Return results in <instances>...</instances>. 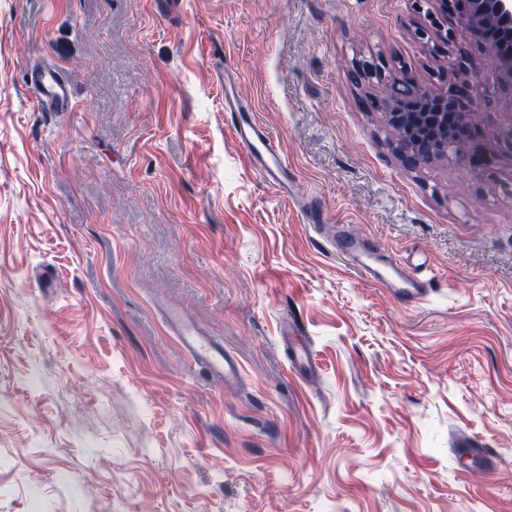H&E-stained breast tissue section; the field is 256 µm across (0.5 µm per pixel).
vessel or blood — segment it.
Here are the masks:
<instances>
[{
    "label": "vessel or blood",
    "mask_w": 512,
    "mask_h": 512,
    "mask_svg": "<svg viewBox=\"0 0 512 512\" xmlns=\"http://www.w3.org/2000/svg\"><path fill=\"white\" fill-rule=\"evenodd\" d=\"M27 76L36 111L74 110L72 85L58 68L46 64L32 65L27 69ZM215 77L224 89V112L231 120L232 131L244 148L251 167L274 185L282 198L295 202L305 223L321 224V204L298 195L296 180L286 157L258 122L251 104L238 95L236 72L224 67L216 72ZM327 243L365 279L388 288L402 301H419L425 296V283L418 277L416 267L390 259L379 243L364 240L346 225H329ZM169 323L192 358L204 363L213 375L227 382L239 377V360L216 340L202 335L179 314H170Z\"/></svg>",
    "instance_id": "obj_1"
}]
</instances>
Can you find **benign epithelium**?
Segmentation results:
<instances>
[{
    "mask_svg": "<svg viewBox=\"0 0 512 512\" xmlns=\"http://www.w3.org/2000/svg\"><path fill=\"white\" fill-rule=\"evenodd\" d=\"M430 5L427 25L416 33L432 48L451 40L448 15L458 14L476 46H481L484 30L494 27L512 35V0H426ZM491 73L500 84L512 86V49L508 53H488ZM357 72L364 80L384 77L381 67L363 60ZM436 91L409 81H386L384 96L377 103L386 124L396 136L395 154L408 167L428 166L448 158L475 165L484 159L473 153L471 145L481 135L483 115L494 103L490 80L476 72L459 85L442 79Z\"/></svg>",
    "mask_w": 512,
    "mask_h": 512,
    "instance_id": "7a95c632",
    "label": "benign epithelium"
}]
</instances>
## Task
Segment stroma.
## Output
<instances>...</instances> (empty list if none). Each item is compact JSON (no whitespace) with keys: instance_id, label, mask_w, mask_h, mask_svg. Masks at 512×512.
<instances>
[{"instance_id":"1","label":"stroma","mask_w":512,"mask_h":512,"mask_svg":"<svg viewBox=\"0 0 512 512\" xmlns=\"http://www.w3.org/2000/svg\"><path fill=\"white\" fill-rule=\"evenodd\" d=\"M419 19L413 0H0V512H512V87L490 167L407 168L354 72L437 84L468 38L449 21L431 53ZM41 62L75 111L33 110ZM224 65L327 223L421 263L427 301L364 279L252 170ZM169 306L239 380L192 360ZM462 437L492 473L457 462Z\"/></svg>"}]
</instances>
